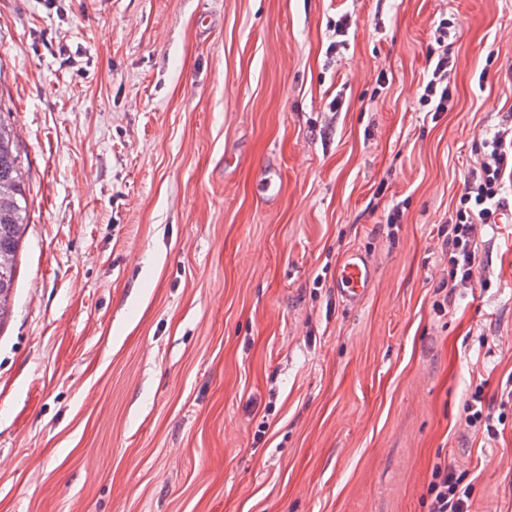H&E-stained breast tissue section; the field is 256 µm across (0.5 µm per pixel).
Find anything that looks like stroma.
Masks as SVG:
<instances>
[{"label": "stroma", "mask_w": 512, "mask_h": 512, "mask_svg": "<svg viewBox=\"0 0 512 512\" xmlns=\"http://www.w3.org/2000/svg\"><path fill=\"white\" fill-rule=\"evenodd\" d=\"M0 110L27 199L0 512H428L443 461L471 512H512V215L444 313L432 240L512 113V0H0ZM351 249L375 270L355 308ZM477 390L495 439L464 422ZM447 19H441L437 27L439 36L437 38L438 49L429 52L430 73L427 75L426 83L422 85V93L419 97V104L425 112H433V117L439 112H448L454 103L453 88L451 86V73L454 69L455 59L453 51L448 43ZM374 279V271L357 250L347 252L340 263L336 277V295L349 307H357L365 299Z\"/></svg>", "instance_id": "1"}]
</instances>
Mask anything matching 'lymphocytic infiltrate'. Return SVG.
<instances>
[{
	"label": "lymphocytic infiltrate",
	"mask_w": 512,
	"mask_h": 512,
	"mask_svg": "<svg viewBox=\"0 0 512 512\" xmlns=\"http://www.w3.org/2000/svg\"><path fill=\"white\" fill-rule=\"evenodd\" d=\"M437 47L429 53L430 73L419 104L425 111H449L454 103L451 73L455 60L448 43V24L440 22ZM481 156L469 168L459 204L437 229V247L448 258V278L443 305H450L457 290L474 287L482 266L478 245L486 227L498 223L512 200L504 194L512 183V117H507L492 136L481 141ZM471 486L463 485L455 465H435L427 487L428 512H469Z\"/></svg>",
	"instance_id": "1"
}]
</instances>
